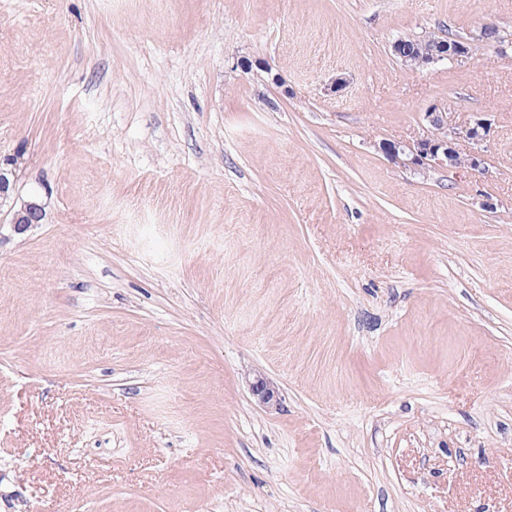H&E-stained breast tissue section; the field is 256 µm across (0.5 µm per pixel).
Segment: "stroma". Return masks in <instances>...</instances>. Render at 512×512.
I'll return each instance as SVG.
<instances>
[{
    "instance_id": "stroma-1",
    "label": "stroma",
    "mask_w": 512,
    "mask_h": 512,
    "mask_svg": "<svg viewBox=\"0 0 512 512\" xmlns=\"http://www.w3.org/2000/svg\"><path fill=\"white\" fill-rule=\"evenodd\" d=\"M488 21L0 0V512H512V55L390 50ZM433 102L486 179L378 150ZM427 42L422 45L419 55L409 54L404 49V39L398 38L391 44L392 55L407 69L428 68L431 64L441 61L451 63L453 66H466L470 60V54L466 48L468 40L454 38L444 40L443 38L429 36ZM448 64V67L452 68ZM10 212L12 213L10 223L14 224L18 233H23L30 227L41 224L45 217L43 207L35 201L24 202L19 209H11Z\"/></svg>"
}]
</instances>
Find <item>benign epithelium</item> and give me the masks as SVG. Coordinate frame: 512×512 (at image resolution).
<instances>
[{"mask_svg":"<svg viewBox=\"0 0 512 512\" xmlns=\"http://www.w3.org/2000/svg\"><path fill=\"white\" fill-rule=\"evenodd\" d=\"M467 41L460 38L444 40L432 36L423 43L419 54L408 53L404 49V39L391 44L392 55L407 69L427 68L441 61L454 66L469 63L470 54ZM424 134L408 142H381L379 151L389 160L405 169L426 173L437 167L458 168L478 177L489 174V166L482 145L490 140L493 133L492 122L483 113H474L462 123L448 119V112L437 105L429 106L423 114ZM466 143L469 150L460 152V145ZM43 207L35 202L23 203L12 211L11 223L17 232L23 233L30 227L42 223ZM252 392L267 408L278 407L280 397L275 387L262 378L252 383Z\"/></svg>","mask_w":512,"mask_h":512,"instance_id":"1","label":"benign epithelium"}]
</instances>
